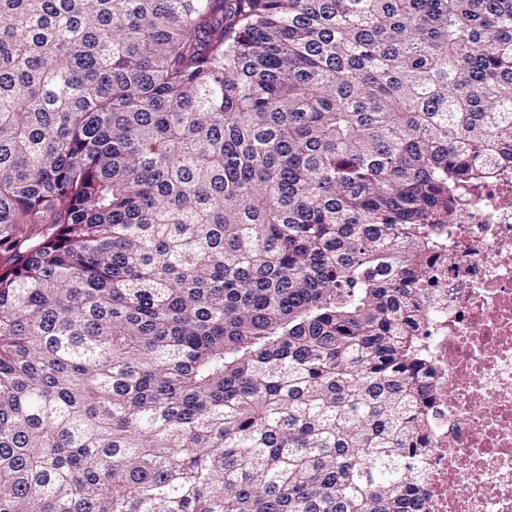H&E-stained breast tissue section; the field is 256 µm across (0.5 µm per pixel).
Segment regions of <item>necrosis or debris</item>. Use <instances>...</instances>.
I'll return each instance as SVG.
<instances>
[{"mask_svg": "<svg viewBox=\"0 0 512 512\" xmlns=\"http://www.w3.org/2000/svg\"><path fill=\"white\" fill-rule=\"evenodd\" d=\"M471 198L451 230L428 325L445 394L425 512H512V166Z\"/></svg>", "mask_w": 512, "mask_h": 512, "instance_id": "4bbe7bcc", "label": "necrosis or debris"}]
</instances>
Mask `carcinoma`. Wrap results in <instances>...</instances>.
I'll return each instance as SVG.
<instances>
[{"label": "carcinoma", "mask_w": 512, "mask_h": 512, "mask_svg": "<svg viewBox=\"0 0 512 512\" xmlns=\"http://www.w3.org/2000/svg\"><path fill=\"white\" fill-rule=\"evenodd\" d=\"M508 161L512 0H0V512H413Z\"/></svg>", "instance_id": "carcinoma-1"}]
</instances>
